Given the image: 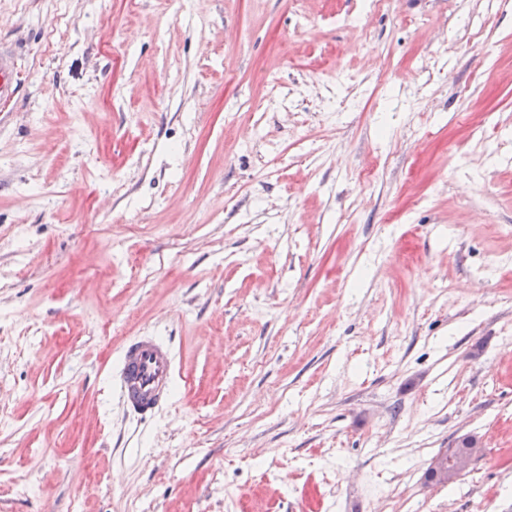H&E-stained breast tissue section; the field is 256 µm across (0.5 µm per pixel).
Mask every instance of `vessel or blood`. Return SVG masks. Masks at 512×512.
I'll return each mask as SVG.
<instances>
[{
    "instance_id": "vessel-or-blood-1",
    "label": "vessel or blood",
    "mask_w": 512,
    "mask_h": 512,
    "mask_svg": "<svg viewBox=\"0 0 512 512\" xmlns=\"http://www.w3.org/2000/svg\"><path fill=\"white\" fill-rule=\"evenodd\" d=\"M16 93L14 52L0 42V101L13 99ZM175 373L170 344L146 333L130 338L122 347L115 388L127 411L148 419L168 403Z\"/></svg>"
}]
</instances>
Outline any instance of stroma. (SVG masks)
Here are the masks:
<instances>
[{
  "label": "stroma",
  "instance_id": "stroma-1",
  "mask_svg": "<svg viewBox=\"0 0 512 512\" xmlns=\"http://www.w3.org/2000/svg\"><path fill=\"white\" fill-rule=\"evenodd\" d=\"M0 38V512H512V0H0ZM16 93L14 52L10 45L0 42V101L12 100ZM175 373L168 342L148 333L133 336L121 349L115 388L127 411L148 419L168 403ZM481 448H477L474 443L471 448H466L462 452H457L456 448H448V455L451 456L450 463H447V453L443 452L432 459L429 470L434 474L432 480L436 483H449L459 473L466 470L473 456L478 454Z\"/></svg>",
  "mask_w": 512,
  "mask_h": 512
}]
</instances>
